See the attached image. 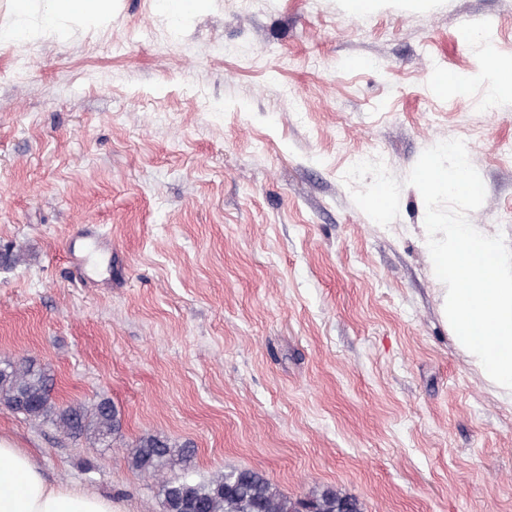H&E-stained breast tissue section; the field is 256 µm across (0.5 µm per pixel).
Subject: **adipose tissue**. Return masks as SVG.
Segmentation results:
<instances>
[{
	"mask_svg": "<svg viewBox=\"0 0 512 512\" xmlns=\"http://www.w3.org/2000/svg\"><path fill=\"white\" fill-rule=\"evenodd\" d=\"M16 19L0 28V39L27 37L26 18L39 12L41 28L49 34L64 22H92L108 16L112 0H14ZM0 512H114L109 497L65 483H49L36 461L8 439L0 437Z\"/></svg>",
	"mask_w": 512,
	"mask_h": 512,
	"instance_id": "ef3b65f1",
	"label": "adipose tissue"
}]
</instances>
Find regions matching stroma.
<instances>
[{"label": "stroma", "mask_w": 512, "mask_h": 512, "mask_svg": "<svg viewBox=\"0 0 512 512\" xmlns=\"http://www.w3.org/2000/svg\"><path fill=\"white\" fill-rule=\"evenodd\" d=\"M512 0H112L63 36L0 40V358L47 366L58 402L108 398L90 447L0 406V435L49 481L160 512L127 444L194 448V478L256 468L365 512H512V403L438 312L425 205L405 178L465 141L486 189L469 215L512 247ZM469 77L458 97L430 72ZM381 157L389 226L343 181ZM95 248L94 270L69 257ZM486 62L493 67H497L500 71V76L498 80L493 83L491 88V93L494 94L496 98H505L512 96V68L505 67L502 65H499L494 56L489 55L486 58Z\"/></svg>", "instance_id": "35a3bbf8"}]
</instances>
